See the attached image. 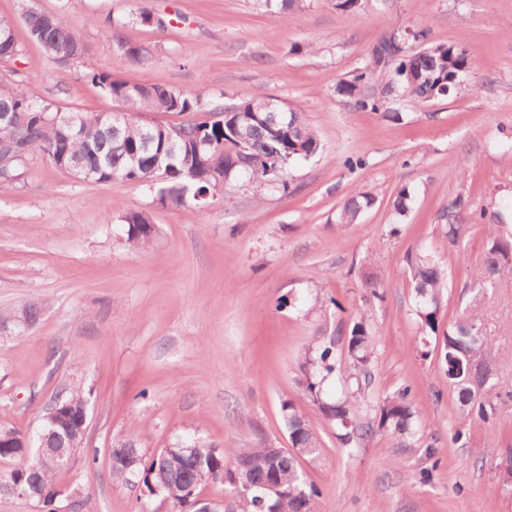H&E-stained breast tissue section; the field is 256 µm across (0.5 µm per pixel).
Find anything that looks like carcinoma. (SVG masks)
Returning a JSON list of instances; mask_svg holds the SVG:
<instances>
[{
	"mask_svg": "<svg viewBox=\"0 0 512 512\" xmlns=\"http://www.w3.org/2000/svg\"><path fill=\"white\" fill-rule=\"evenodd\" d=\"M29 33L58 66L81 64L84 78L101 89L117 104L121 112L113 121L101 112L75 111L73 126L53 113L38 110L18 87L0 85V109L11 113L10 125L0 124V179L10 180L18 167L38 154L58 169L71 159L80 160L96 175L99 184L114 179L145 183L156 189L164 206H182L192 200L204 209L224 185L241 177L288 192V170L320 151L316 132L304 113L283 105L288 117L273 123L268 118L267 99H249L214 110L205 107L201 94L165 85H143L114 77L96 69L82 37L58 15L29 9L22 15ZM112 37L131 65L149 62L144 47L122 40L117 27ZM22 52L15 39L13 22L0 19V60H10ZM466 50L455 44L435 43L414 51L401 39L381 37L372 47L370 63L351 80L341 82L337 93L349 98L361 109L374 111L383 106L381 97L371 92L373 83L390 75L386 87L390 92L428 102L442 97L439 86L456 88L470 72ZM142 112H189L195 116L176 127L143 123ZM377 203L376 196L356 189L344 199L338 223L355 224ZM127 224V241L146 247L155 237L150 213L130 210L122 217ZM498 211H467L462 199L448 201V223L441 231L448 247H456L470 235L484 232V264L471 277L472 300L481 299L488 288H512L505 274L512 271V233ZM410 288L415 294V316L427 336L443 335L439 348L440 371L454 393V417L458 424L453 440L465 437L463 429L477 421L496 420V404L477 396V386L492 389L497 363L492 348L479 328L463 317L445 320L443 289L448 278L447 262L416 251L407 257ZM375 336L362 322L356 323L346 338L345 377L347 392L333 398L324 384L336 373L334 343L307 352L299 365V384L319 414L336 427V436L344 445L352 441L367 442L376 434L407 437L415 434L421 410L407 385L372 403L366 398L363 382L370 377ZM281 411L291 446L303 449V455L318 451L319 440L295 404L286 400ZM0 458H26L10 471L13 480L27 483L33 479L53 487L58 472L49 457L27 456L23 444L29 439L18 431L0 433ZM185 445L163 448L153 456L139 455L138 464L130 469L125 463L112 467V478L127 484L140 482L147 494L162 493L176 512H184L189 503L188 484L198 488L220 483L234 494L233 512H261V489L239 490L224 481L229 470L226 459H250L258 480L273 478L286 494L277 501L276 512H313L317 488L304 481L297 458L278 454L266 445L256 448L197 447L193 453Z\"/></svg>",
	"mask_w": 512,
	"mask_h": 512,
	"instance_id": "carcinoma-1",
	"label": "carcinoma"
}]
</instances>
